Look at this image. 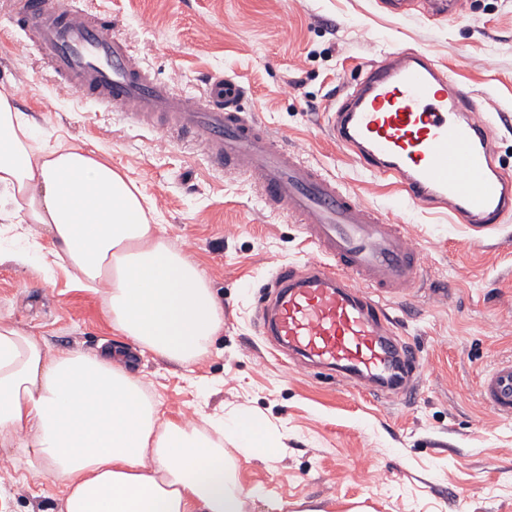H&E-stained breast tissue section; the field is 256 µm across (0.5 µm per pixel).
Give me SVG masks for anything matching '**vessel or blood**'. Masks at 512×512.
Wrapping results in <instances>:
<instances>
[{"label":"vessel or blood","instance_id":"1","mask_svg":"<svg viewBox=\"0 0 512 512\" xmlns=\"http://www.w3.org/2000/svg\"><path fill=\"white\" fill-rule=\"evenodd\" d=\"M20 42L61 84L134 125L190 137L215 167L247 175L266 206L296 217L317 259L276 272L263 302L262 335L292 354L291 366L334 370L341 387L411 400L421 370L416 346L398 336L390 300L411 298L424 270L401 209L441 210L456 223L493 229L512 216V176L490 144L493 116L422 49H397L368 65L327 113V130L400 206L363 202L303 152L281 145L241 106L243 87L215 73L190 97L161 80L114 30L108 11L80 0H12ZM480 401L512 419V360L481 379Z\"/></svg>","mask_w":512,"mask_h":512}]
</instances>
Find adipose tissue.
<instances>
[{
    "instance_id": "1",
    "label": "adipose tissue",
    "mask_w": 512,
    "mask_h": 512,
    "mask_svg": "<svg viewBox=\"0 0 512 512\" xmlns=\"http://www.w3.org/2000/svg\"><path fill=\"white\" fill-rule=\"evenodd\" d=\"M36 138L0 93V220L16 241L0 246V261L68 263L80 284H100L118 335L179 364L203 360L224 330L203 270L168 246L143 194L111 163ZM34 227L46 246L24 247ZM204 422L162 419L111 350H58L0 315V447L22 448L32 473L63 483L59 512H250L256 491L237 480L223 438L269 460L276 439L252 418Z\"/></svg>"
}]
</instances>
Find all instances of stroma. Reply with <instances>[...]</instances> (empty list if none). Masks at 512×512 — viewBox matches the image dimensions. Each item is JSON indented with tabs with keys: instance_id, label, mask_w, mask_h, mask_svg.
<instances>
[{
	"instance_id": "35a3bbf8",
	"label": "stroma",
	"mask_w": 512,
	"mask_h": 512,
	"mask_svg": "<svg viewBox=\"0 0 512 512\" xmlns=\"http://www.w3.org/2000/svg\"><path fill=\"white\" fill-rule=\"evenodd\" d=\"M157 77L199 95L207 74L242 81L243 104L289 148L304 152L362 200L388 209L394 191L365 176L333 143L324 114L365 65L399 47L427 50L495 114V146L512 171V0H466L458 20L383 0H99ZM0 92L41 127L43 144L94 150L136 183L164 237L191 255L224 307L209 355L185 368L138 354L117 335L97 291L58 268L0 263V314L55 348L128 350L124 361L161 414L251 415L281 447L263 461L225 440L239 482L284 512H512V420L486 410L479 380L512 359V219L491 233L417 211L403 216L424 253L423 283L388 310L424 358L410 402L341 389L294 371L259 330L275 270L311 257L299 224L269 211L245 176L217 169L201 148L119 112H99L57 83L38 58L0 39ZM63 486L29 471L19 448L0 450L7 512H58Z\"/></svg>"
}]
</instances>
